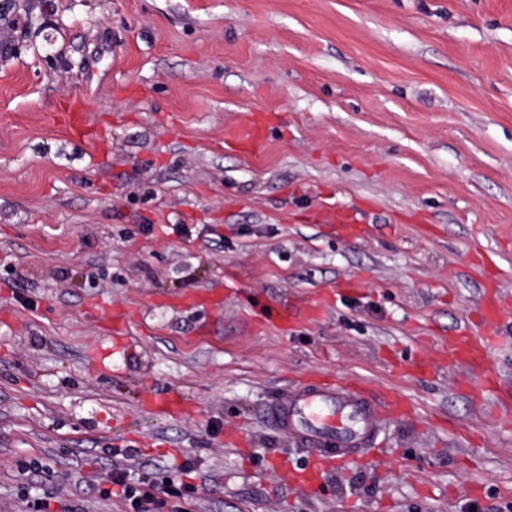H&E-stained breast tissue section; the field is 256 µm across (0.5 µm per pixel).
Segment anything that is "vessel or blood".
<instances>
[{
    "label": "vessel or blood",
    "mask_w": 512,
    "mask_h": 512,
    "mask_svg": "<svg viewBox=\"0 0 512 512\" xmlns=\"http://www.w3.org/2000/svg\"><path fill=\"white\" fill-rule=\"evenodd\" d=\"M447 346L449 366L474 368L482 364L490 341L460 336L448 340ZM146 405L175 415L190 411L176 395L152 398ZM392 410L404 418L412 415L408 404L379 394L369 384L315 377L271 399L264 408V419L314 463L342 465L360 461L368 447L377 443Z\"/></svg>",
    "instance_id": "obj_1"
}]
</instances>
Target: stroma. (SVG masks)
Listing matches in <instances>:
<instances>
[{"label":"stroma","instance_id":"1","mask_svg":"<svg viewBox=\"0 0 512 512\" xmlns=\"http://www.w3.org/2000/svg\"><path fill=\"white\" fill-rule=\"evenodd\" d=\"M463 331L484 368L444 365ZM314 375L414 417L306 494L262 409ZM172 390L190 416L144 407ZM511 395L512 0H0V512L63 476L123 512L87 482L108 446L190 463V512H512Z\"/></svg>","mask_w":512,"mask_h":512}]
</instances>
